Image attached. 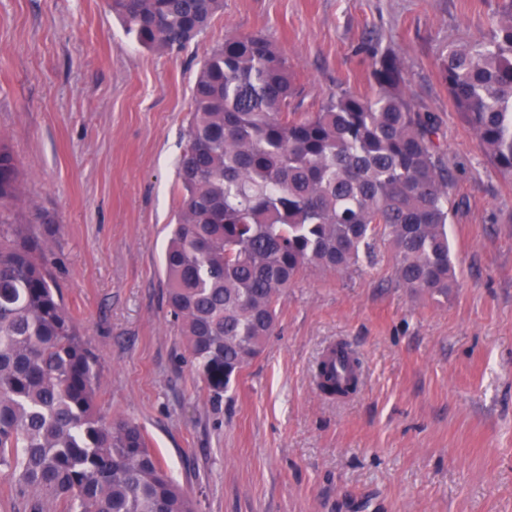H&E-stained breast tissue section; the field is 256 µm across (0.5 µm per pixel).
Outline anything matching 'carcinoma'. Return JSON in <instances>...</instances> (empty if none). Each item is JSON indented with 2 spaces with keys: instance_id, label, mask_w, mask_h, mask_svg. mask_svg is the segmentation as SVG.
I'll return each mask as SVG.
<instances>
[{
  "instance_id": "carcinoma-1",
  "label": "carcinoma",
  "mask_w": 512,
  "mask_h": 512,
  "mask_svg": "<svg viewBox=\"0 0 512 512\" xmlns=\"http://www.w3.org/2000/svg\"><path fill=\"white\" fill-rule=\"evenodd\" d=\"M151 51L182 50L224 0H108ZM487 40L452 43L438 60L449 97L490 161L512 174V0ZM375 93L330 95L295 112L300 93L268 38L230 36L192 89L179 159L177 222L164 254L166 303L207 388L221 396L262 351L283 291L309 269L344 272L383 232L399 283L448 297L450 177L436 117L416 108L400 59L372 54ZM19 169L0 139V201ZM329 359L322 391L356 390ZM0 476L34 512H196L131 419L102 417L93 359L47 270L39 241L0 233Z\"/></svg>"
}]
</instances>
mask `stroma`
I'll return each mask as SVG.
<instances>
[{
    "instance_id": "35a3bbf8",
    "label": "stroma",
    "mask_w": 512,
    "mask_h": 512,
    "mask_svg": "<svg viewBox=\"0 0 512 512\" xmlns=\"http://www.w3.org/2000/svg\"><path fill=\"white\" fill-rule=\"evenodd\" d=\"M501 4L224 0L166 54L141 48L105 0H0V139L20 170L7 212L48 247L99 409L145 429L197 512H512V177L437 67L448 44L488 39ZM238 34L287 56L298 112L371 94L369 48L402 61L439 123L456 283L444 297L409 292L377 237L348 272L291 284L263 353L216 398L166 305L163 253L196 74ZM341 340L363 386L332 401L311 370Z\"/></svg>"
}]
</instances>
